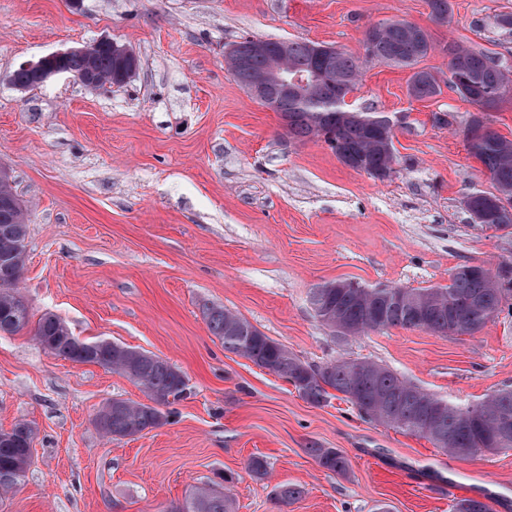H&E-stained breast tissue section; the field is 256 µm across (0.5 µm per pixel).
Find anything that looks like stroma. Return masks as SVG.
Masks as SVG:
<instances>
[{
	"mask_svg": "<svg viewBox=\"0 0 512 512\" xmlns=\"http://www.w3.org/2000/svg\"><path fill=\"white\" fill-rule=\"evenodd\" d=\"M505 14L512 0H450L441 21L428 0H0V167L29 213L19 289L34 314L158 355L189 385L168 424L112 440L98 410L145 401L140 388L47 353L29 331L0 336V430L24 420L36 431L32 465L0 512H166L213 483L236 512H451L461 498L512 512V451L461 458L345 400L310 404L225 351L202 314L224 306L303 361L367 358L457 402L512 388L510 315L473 334L396 327L340 340L309 303L332 280L428 288L465 264L512 270V232L472 223L464 206L493 189L463 136L474 106L449 89L411 98V69L363 60L370 25L405 20L428 34L420 65L437 76L452 42L512 67ZM102 37L140 59L125 85L11 84L19 64ZM245 37L362 59L350 104L404 118L389 176L344 165L323 139L291 137L224 65L225 44ZM313 448L341 449L349 473L320 467ZM253 457L267 461L265 477L248 471ZM279 484L305 493L280 505Z\"/></svg>",
	"mask_w": 512,
	"mask_h": 512,
	"instance_id": "obj_1",
	"label": "stroma"
}]
</instances>
